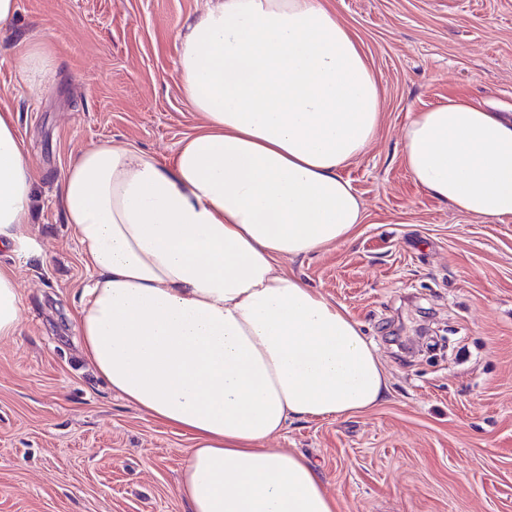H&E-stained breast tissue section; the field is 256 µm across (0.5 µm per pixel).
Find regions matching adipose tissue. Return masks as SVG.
I'll return each mask as SVG.
<instances>
[{
	"label": "adipose tissue",
	"mask_w": 512,
	"mask_h": 512,
	"mask_svg": "<svg viewBox=\"0 0 512 512\" xmlns=\"http://www.w3.org/2000/svg\"><path fill=\"white\" fill-rule=\"evenodd\" d=\"M49 37L20 72L39 91L54 71ZM176 39L202 123L169 161L101 142L59 176L92 273L75 315L84 355L127 403L187 435L188 512H340L303 455L267 443L292 418L370 409L388 378L346 308L282 263L361 224L341 171L378 134L380 84L325 0H210ZM401 144L431 196L479 220L512 217V116L451 99L413 113ZM38 178L0 108V249L31 248ZM22 311L0 263V340Z\"/></svg>",
	"instance_id": "1"
}]
</instances>
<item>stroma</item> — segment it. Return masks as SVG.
<instances>
[{"label": "stroma", "instance_id": "35a3bbf8", "mask_svg": "<svg viewBox=\"0 0 512 512\" xmlns=\"http://www.w3.org/2000/svg\"><path fill=\"white\" fill-rule=\"evenodd\" d=\"M384 92L383 121L344 168L365 221L351 242L288 262L343 304L389 378L376 407L289 420L270 448L304 455L342 512H512V220L480 223L424 192L401 160L413 112L463 94L512 113V0H329ZM207 0H19L0 30V105L40 178L13 256L23 314L0 340V512H185L189 446L87 363L75 312L90 278L57 179L93 143L166 160L201 121L175 34ZM50 31L55 77H19Z\"/></svg>", "mask_w": 512, "mask_h": 512}]
</instances>
